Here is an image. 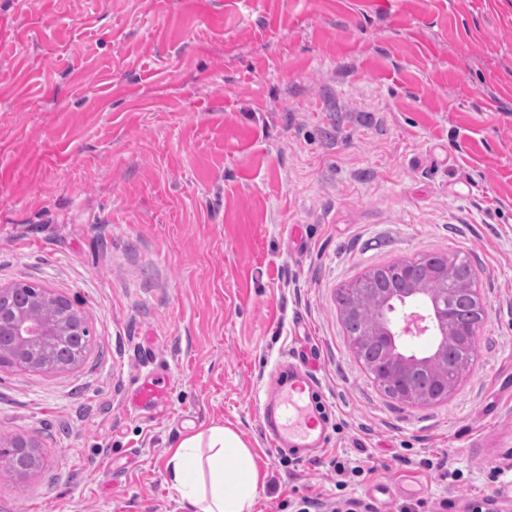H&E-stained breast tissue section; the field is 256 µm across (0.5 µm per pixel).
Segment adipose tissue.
I'll return each instance as SVG.
<instances>
[{"label": "adipose tissue", "instance_id": "ef3b65f1", "mask_svg": "<svg viewBox=\"0 0 512 512\" xmlns=\"http://www.w3.org/2000/svg\"><path fill=\"white\" fill-rule=\"evenodd\" d=\"M165 470L186 512H253L259 497L254 453L237 431L224 425L183 437Z\"/></svg>", "mask_w": 512, "mask_h": 512}]
</instances>
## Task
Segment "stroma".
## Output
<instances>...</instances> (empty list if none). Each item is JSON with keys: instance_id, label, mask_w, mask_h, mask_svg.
Wrapping results in <instances>:
<instances>
[{"instance_id": "1", "label": "stroma", "mask_w": 512, "mask_h": 512, "mask_svg": "<svg viewBox=\"0 0 512 512\" xmlns=\"http://www.w3.org/2000/svg\"><path fill=\"white\" fill-rule=\"evenodd\" d=\"M427 254L466 257L487 318L447 399L408 406L336 292ZM21 282L90 346L0 367V441L42 459L0 460V512H183L169 449L213 424L255 454V512H512V0H0V286ZM299 359L327 421L304 459L259 427ZM343 458L374 472L337 489Z\"/></svg>"}]
</instances>
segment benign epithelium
Wrapping results in <instances>:
<instances>
[{
	"instance_id": "benign-epithelium-1",
	"label": "benign epithelium",
	"mask_w": 512,
	"mask_h": 512,
	"mask_svg": "<svg viewBox=\"0 0 512 512\" xmlns=\"http://www.w3.org/2000/svg\"><path fill=\"white\" fill-rule=\"evenodd\" d=\"M15 287L0 289V333L14 336L9 349L0 346V365L30 366L26 354L30 346L45 339L62 343L77 329L87 328L80 314L58 315L34 319L23 312L15 300ZM377 338L382 345L385 376L379 382L406 405L435 404L448 395L441 387L444 374L473 360L475 350L457 351L459 338L472 335L467 324L450 326L454 312L471 308L481 300L473 287L456 296L448 305V296L435 291L413 288H386L378 293ZM430 333L424 350L413 349L406 341L409 335Z\"/></svg>"
}]
</instances>
